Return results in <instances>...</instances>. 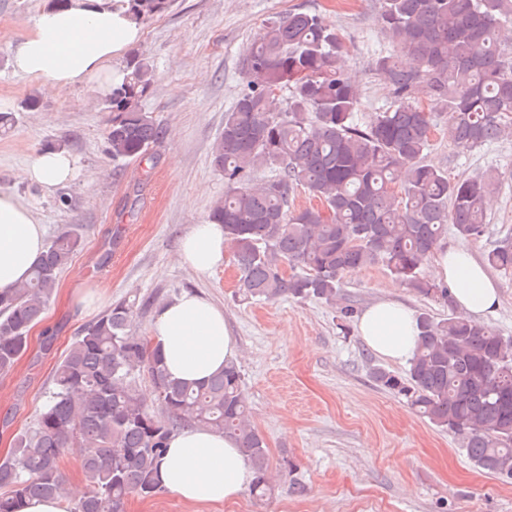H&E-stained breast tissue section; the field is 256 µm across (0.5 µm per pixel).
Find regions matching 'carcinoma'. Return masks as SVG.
Wrapping results in <instances>:
<instances>
[{
	"mask_svg": "<svg viewBox=\"0 0 512 512\" xmlns=\"http://www.w3.org/2000/svg\"><path fill=\"white\" fill-rule=\"evenodd\" d=\"M172 2L126 5L143 25ZM378 22L390 50L375 67L394 101L363 122L336 27L308 11L266 22L241 58L246 85L211 148L224 197L208 220L224 225L243 301L338 303L346 322L355 307L342 300L344 276L380 262L411 291L447 302L446 317L417 316L418 343L404 374L376 366L372 378L451 434L480 470L512 479V337L455 311L448 289L422 274L448 226L465 241L487 229L495 176L451 180L425 155L440 121L462 150L512 135V59L501 38L512 26V0H382ZM125 71L106 99L114 162L145 158L164 135L142 104L151 65L135 56ZM283 90L285 107L275 111L272 98ZM299 188L318 205L296 207ZM81 245L78 228L62 231L25 282L0 291L1 375L27 353L29 332ZM486 261L512 272V238ZM146 305L117 302L72 340L34 426L14 436L0 461V512H21L29 498L63 497L60 462L73 447L81 448L90 490L68 512H123L128 496L163 490L157 464L170 435L188 426L233 438L255 471L252 494L272 493L269 448L251 421L238 366L200 385L170 379L150 338L131 328ZM143 374L158 412L138 389Z\"/></svg>",
	"mask_w": 512,
	"mask_h": 512,
	"instance_id": "cac0c4a2",
	"label": "carcinoma"
}]
</instances>
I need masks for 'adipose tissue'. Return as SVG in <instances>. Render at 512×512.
<instances>
[{
    "mask_svg": "<svg viewBox=\"0 0 512 512\" xmlns=\"http://www.w3.org/2000/svg\"><path fill=\"white\" fill-rule=\"evenodd\" d=\"M140 37V25L118 0H70L65 8L48 6L39 12L32 31L13 49L12 66L16 73L41 81L55 97H65L77 86L100 96L121 82L124 71L118 60ZM78 172L71 153L43 150L21 176L50 192L75 179ZM227 246L223 225L203 221L183 236L180 260L205 275L223 263ZM44 249V229L32 207L14 193L0 190V290L26 281ZM433 276L448 284L460 311L471 316L493 312L497 288L469 252L438 248ZM357 331L374 353L403 362L415 347V314L404 303L387 298L361 313ZM151 338L168 375L180 382H206L240 356L223 310L194 291L182 292L159 308ZM157 477L165 489L200 512L237 500L254 474L235 440L188 427L171 435Z\"/></svg>",
    "mask_w": 512,
    "mask_h": 512,
    "instance_id": "obj_1",
    "label": "adipose tissue"
}]
</instances>
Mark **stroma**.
<instances>
[{
  "label": "stroma",
  "mask_w": 512,
  "mask_h": 512,
  "mask_svg": "<svg viewBox=\"0 0 512 512\" xmlns=\"http://www.w3.org/2000/svg\"><path fill=\"white\" fill-rule=\"evenodd\" d=\"M48 2L0 0V112L18 115L14 130L0 137V188L33 207L46 239L76 226L83 246L61 272L43 320L31 329L29 351L0 375V459L14 436L34 424L74 336L103 312L104 306L83 312L72 305L80 286L73 273L80 269L103 291L104 305L151 301L132 324L145 336L157 306L181 292L202 293L223 310L241 350L238 367L252 420L272 461L285 454L294 461L293 477L305 491L296 494L282 483L270 498L246 492L205 512H512V481L479 470L452 435L378 386L373 367L401 374L405 364L376 355L334 307L313 299L239 302L230 249L205 276L178 258L184 234L224 194L211 147L244 85L240 57L264 24L294 10L329 20L362 91L358 116L364 119L393 101L374 67L389 48L377 24L381 0H175L166 14L143 25L136 48L155 74L143 106L165 135L145 159L126 163L106 151L104 98L77 87L59 99L11 67L12 47L31 32ZM30 96L39 104L28 110L22 103ZM50 144L74 155L80 172L45 194L21 181L20 172ZM426 161L452 179L498 176L485 236L467 242L451 232L441 240L485 262L490 249L512 236V137L463 151L440 127ZM393 280L384 265L367 266L345 276L342 295L361 310L388 297Z\"/></svg>",
  "instance_id": "1"
}]
</instances>
